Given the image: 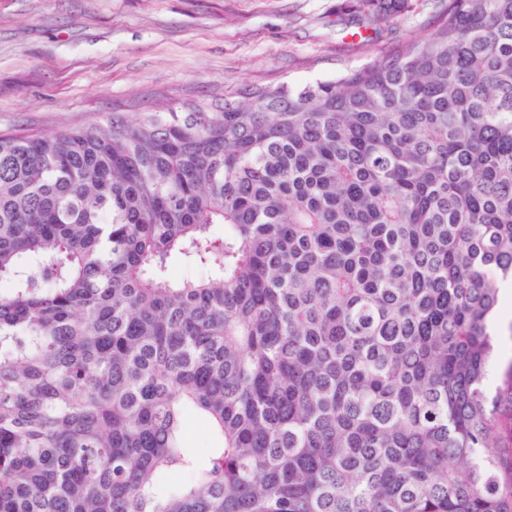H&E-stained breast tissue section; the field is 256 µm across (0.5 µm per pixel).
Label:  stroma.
I'll use <instances>...</instances> for the list:
<instances>
[{
  "label": "stroma",
  "instance_id": "obj_1",
  "mask_svg": "<svg viewBox=\"0 0 512 512\" xmlns=\"http://www.w3.org/2000/svg\"><path fill=\"white\" fill-rule=\"evenodd\" d=\"M343 0H0V132L53 133L245 86L332 79L430 33L441 0L353 35Z\"/></svg>",
  "mask_w": 512,
  "mask_h": 512
}]
</instances>
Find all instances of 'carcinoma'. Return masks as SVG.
I'll return each instance as SVG.
<instances>
[{"instance_id": "cac0c4a2", "label": "carcinoma", "mask_w": 512, "mask_h": 512, "mask_svg": "<svg viewBox=\"0 0 512 512\" xmlns=\"http://www.w3.org/2000/svg\"><path fill=\"white\" fill-rule=\"evenodd\" d=\"M510 277L512 0L334 79L0 132V512H512ZM215 444L216 440L206 420L195 412H186L183 419V448L191 455L205 457L206 449Z\"/></svg>"}]
</instances>
